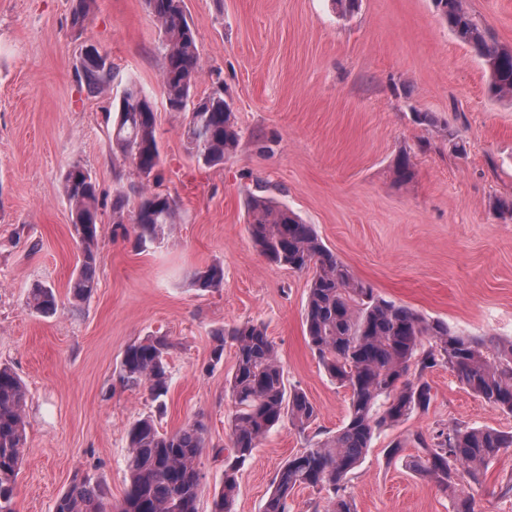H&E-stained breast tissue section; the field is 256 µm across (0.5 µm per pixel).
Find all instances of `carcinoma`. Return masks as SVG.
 <instances>
[{"label": "carcinoma", "instance_id": "obj_1", "mask_svg": "<svg viewBox=\"0 0 512 512\" xmlns=\"http://www.w3.org/2000/svg\"><path fill=\"white\" fill-rule=\"evenodd\" d=\"M432 3L454 37L482 60L491 96L512 100V46L492 41L469 11L467 0ZM146 6L160 33L165 108L184 114L183 135L197 160L207 166L222 164L237 151L241 134L223 91L194 98L201 70L196 31L185 15L184 0H146ZM77 70L81 84L94 94L110 88L117 78L112 64L101 56L80 54ZM113 113L108 133L112 154L132 164L142 181L116 193L112 218L120 224L130 213L136 244L144 247L163 238L177 221L176 199L144 184L161 163L156 104L129 78ZM413 177L409 156H401L394 167L395 182L405 185ZM62 183L71 212V235L81 252L79 268L68 284V300L79 308L98 287V189L89 170L79 163L68 166ZM265 192L260 185L246 200L250 239L270 263L308 274L307 342L330 379L348 391L349 406L336 433L309 442L280 467L263 512H290V500L299 488L325 493L312 512H356L348 491L350 475L377 433L429 409L433 393L426 375L431 369L448 365L464 387L512 414V340L460 334L443 321L429 320L383 298L352 276L312 225ZM132 197L136 206L130 211ZM223 283L220 264L198 271L193 279L201 291ZM26 303L44 317L54 315L58 307L54 288L42 283L29 289ZM228 343L235 347V366L227 380L235 407L229 426L232 456L225 461L224 479L210 512H232L237 473L273 429L286 421L303 433L317 420V408L307 394L286 387L277 350L263 326L244 322L216 332L213 359H222ZM172 347L168 337L158 335L128 345L120 365L123 383L143 386L152 400L163 401L170 386ZM26 401L22 380L0 365V512H15L17 478L25 456ZM206 434L200 420L173 433L159 431L151 415L135 420L127 432V487L115 512H199L198 460L206 448ZM409 443L418 449L411 460L413 469L439 488L453 491L463 472L472 483H482L489 464L502 450L512 448V431L457 423L438 428L428 438L417 432L394 440L387 456H401ZM54 512H106L103 490L87 477H76L57 499Z\"/></svg>", "mask_w": 512, "mask_h": 512}]
</instances>
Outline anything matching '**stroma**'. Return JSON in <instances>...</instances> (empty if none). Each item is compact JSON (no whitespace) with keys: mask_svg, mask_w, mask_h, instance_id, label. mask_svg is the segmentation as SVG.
<instances>
[{"mask_svg":"<svg viewBox=\"0 0 512 512\" xmlns=\"http://www.w3.org/2000/svg\"><path fill=\"white\" fill-rule=\"evenodd\" d=\"M73 0H0V364L28 388L25 462L16 512H54L74 475L89 476L108 506L124 496L127 431L144 414L160 431L204 419L207 446L199 512H210L230 452L235 411L225 382L235 349L211 365L214 330L263 324L287 387L318 409L313 428L336 432L348 393L307 344L304 273L270 264L254 247L244 202L256 185L312 224L353 276L385 299L441 320L459 333L512 339V220L491 202L512 196V102L491 97L481 60L458 42L432 0H359L340 14L332 0H184L197 35L201 76L195 98L223 84L242 130L223 165L198 162L185 147V118L159 110L161 166L153 191L178 199L169 238L139 248L131 221L112 220L119 183L137 181L114 160L107 117L121 93L93 95L75 71L95 44L120 76L162 102V55L145 0H94L83 26ZM495 40L512 45V0H468ZM432 113L437 126L413 120ZM457 140H449L448 132ZM267 145L257 152L256 141ZM414 179L395 183L401 155ZM80 163L100 193L98 288L81 310L65 300L78 264L70 207L61 190ZM213 263L224 284L193 287ZM52 286L57 313L30 310L32 285ZM169 336L171 384L164 411L145 388L119 377L125 347ZM433 401L373 440L351 477L357 512H451L452 495L475 512H512V448L489 464L482 486L460 478L455 493L412 470L386 448L442 423L512 430V414L485 403L441 365L426 375ZM279 425L238 473L234 512H262L278 469L308 444Z\"/></svg>","mask_w":512,"mask_h":512,"instance_id":"obj_1","label":"stroma"}]
</instances>
